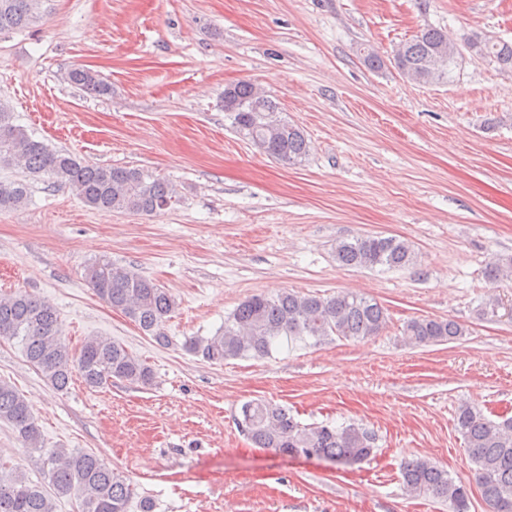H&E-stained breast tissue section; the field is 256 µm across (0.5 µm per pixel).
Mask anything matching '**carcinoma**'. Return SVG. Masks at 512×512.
Listing matches in <instances>:
<instances>
[{"label": "carcinoma", "mask_w": 512, "mask_h": 512, "mask_svg": "<svg viewBox=\"0 0 512 512\" xmlns=\"http://www.w3.org/2000/svg\"><path fill=\"white\" fill-rule=\"evenodd\" d=\"M43 0H0V33L26 27L42 12ZM448 32L435 27L420 30L396 49L392 63L408 81L432 85L451 81L461 54ZM464 46L475 55L512 71V43L474 33ZM70 81L93 94L106 91L96 72L78 68ZM224 111L240 134L264 154L285 165L301 163L310 152L303 131L277 116L275 102L255 83L241 80L224 89ZM22 162L32 174L56 179L87 206L100 212L153 214L167 209L174 190L140 169L86 164L53 151L12 122L0 104V164ZM27 196L22 183L0 182V208L18 207ZM336 261L344 267L387 270L413 263L409 242L396 237L366 235L336 242ZM493 286L512 282V257L485 271ZM94 293L112 309L135 322L158 344L168 343L164 326L174 312L170 293L134 268L99 259L86 269ZM387 309L361 293L340 291L326 297L284 290L275 296L255 295L242 301L224 319V328L211 338H190L184 349L221 363L228 358H264L282 337L318 344L333 337L346 340L379 335L388 325ZM465 335L453 319L412 318L403 328L415 345L452 342ZM0 337L20 342L27 361L57 388L68 386L73 374L99 387L112 379L148 385L151 367L123 345L102 336L88 337L74 350L66 342L56 310L26 293L0 294ZM242 430L260 447L289 457L323 458L338 465L361 462L374 451V438L355 424L308 427L288 410L272 403L250 402L242 407ZM11 424L29 453L46 464L48 485L31 483L19 467L0 470V512H55V500L75 499L78 512H128L133 485L94 453L67 448L46 449L25 399L0 382V421ZM464 450L473 465L475 481L490 512H512V416L487 418L475 406H462L456 415ZM403 487L446 503L452 512H468L464 480L427 457L400 464Z\"/></svg>", "instance_id": "carcinoma-1"}]
</instances>
